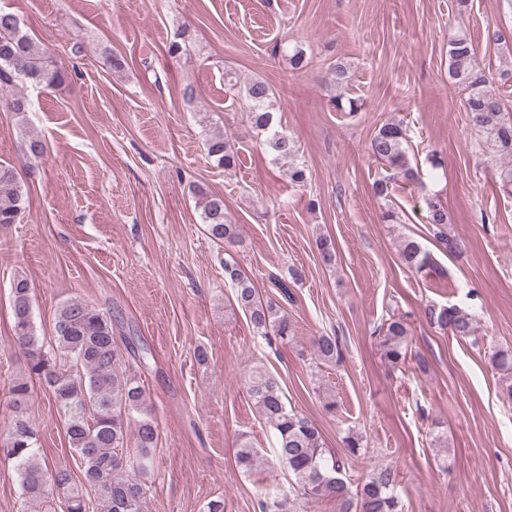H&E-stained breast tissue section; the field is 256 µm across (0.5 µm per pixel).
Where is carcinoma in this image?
Masks as SVG:
<instances>
[{
  "instance_id": "obj_1",
  "label": "carcinoma",
  "mask_w": 512,
  "mask_h": 512,
  "mask_svg": "<svg viewBox=\"0 0 512 512\" xmlns=\"http://www.w3.org/2000/svg\"><path fill=\"white\" fill-rule=\"evenodd\" d=\"M191 39L190 29H181L169 43L168 53H182ZM491 40L504 46L501 81L512 82V36L496 29ZM65 77L64 67L23 32L18 18L0 10V87H10L18 78L52 86ZM448 79L466 93L468 123L479 136L475 149L494 153L499 190L512 196V113L503 111V98L492 90V74L479 63L473 42L464 31L448 36ZM231 89L245 104L252 127L269 133L267 146L276 157L293 158L294 139L273 126L272 87L261 78H252L242 85L232 84ZM332 102L338 112L353 115L361 111L356 98L339 94ZM30 108V101L22 94L11 95L6 103V109L18 117ZM405 141L406 128L399 121L382 124L371 139V155L387 171L373 183L375 195L383 199L390 197V184L398 179L422 181L419 169L408 157ZM205 146L217 166L226 170L236 167L237 154L224 131L209 134ZM195 196L209 238L219 246L237 243V225L224 210V197L203 187L195 190ZM23 202L24 191L14 170L0 165V225L16 223ZM425 205L427 223L436 228L439 247L450 256L457 254L460 242L444 231L448 207L437 195L426 197ZM316 249L324 264L332 263L335 250L330 238H318ZM399 253L402 263L412 271L439 269L431 254L413 238L401 240ZM223 264L224 278L234 286L237 306L249 318L254 332L270 346L291 341L294 326L282 307L262 298L233 259H225ZM11 291L13 331L24 349L27 375L14 380L9 388L12 417L0 431V454L14 461L25 501L44 507L58 493L63 495L65 512H90L91 495L99 512H148L146 481L154 465L157 424L146 404L139 370L121 361L112 336V318L82 300H68L60 306L55 334L47 341L34 329L29 280L16 277ZM423 318L461 339L475 335L479 324L475 314L455 305H428ZM375 333L384 359L393 366L405 363L412 344L407 319L393 315ZM312 344L315 356L323 362L335 361L341 355L336 336L322 334L314 337ZM35 379L48 387L66 416L69 447L81 474L78 487L73 485L70 469L53 468L40 456L37 432L27 416ZM248 392L273 430L277 457L293 478V492L333 501L337 512H403L395 468L377 467L352 485L343 474L342 457L325 448L322 433L311 419L287 408L274 377L260 368L252 370ZM236 463L246 473L258 464L257 451L245 434L238 438ZM259 495L261 512H291L290 494L280 487H262Z\"/></svg>"
}]
</instances>
